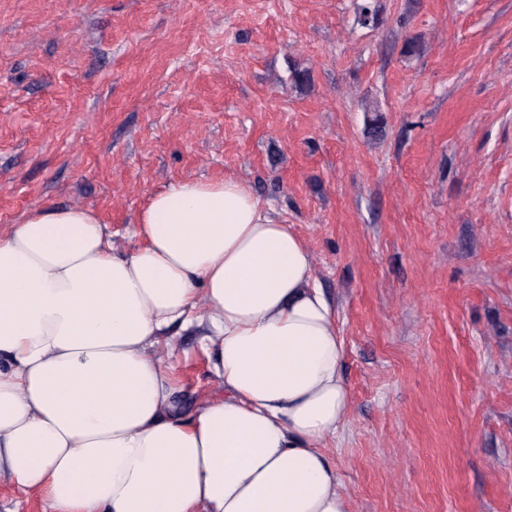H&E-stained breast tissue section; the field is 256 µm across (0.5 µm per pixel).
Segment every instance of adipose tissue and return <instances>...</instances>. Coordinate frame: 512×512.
<instances>
[{"label": "adipose tissue", "mask_w": 512, "mask_h": 512, "mask_svg": "<svg viewBox=\"0 0 512 512\" xmlns=\"http://www.w3.org/2000/svg\"><path fill=\"white\" fill-rule=\"evenodd\" d=\"M127 236L78 206L0 235V479L50 512H351L350 393L304 240L242 182L181 180ZM202 330L186 410L160 339ZM180 386V397L188 407L223 393L210 371L207 357L201 351L190 353L188 359L181 354L172 358Z\"/></svg>", "instance_id": "adipose-tissue-1"}]
</instances>
